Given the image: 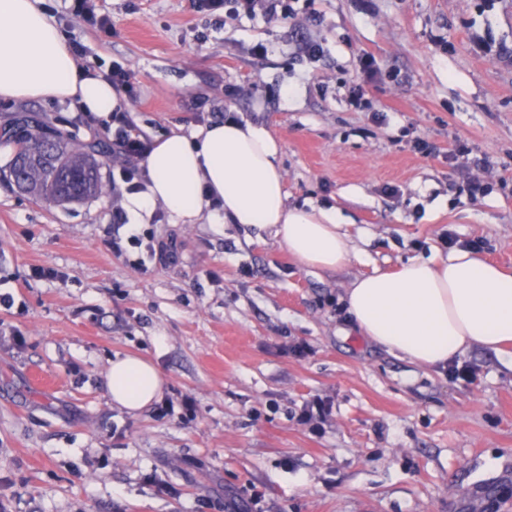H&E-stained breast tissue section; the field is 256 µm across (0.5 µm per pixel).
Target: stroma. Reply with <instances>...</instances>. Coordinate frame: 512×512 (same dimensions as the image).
I'll list each match as a JSON object with an SVG mask.
<instances>
[{"label": "stroma", "mask_w": 512, "mask_h": 512, "mask_svg": "<svg viewBox=\"0 0 512 512\" xmlns=\"http://www.w3.org/2000/svg\"><path fill=\"white\" fill-rule=\"evenodd\" d=\"M42 4L79 66L131 72L148 137L216 107L264 124L289 204L339 215L358 255L323 270L240 224L113 230L108 154L102 194L65 206L1 179L0 512H512V348H473L467 383L370 343L342 302L356 276L447 256L448 233L512 271V0H292L253 21L105 0L106 32ZM24 111L98 139L67 101L1 104L0 125ZM147 232L174 259L143 272L129 238ZM124 353L193 416L112 404ZM316 396L320 431L297 420Z\"/></svg>", "instance_id": "obj_1"}]
</instances>
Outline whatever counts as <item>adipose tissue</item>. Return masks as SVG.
Instances as JSON below:
<instances>
[{"label": "adipose tissue", "instance_id": "obj_1", "mask_svg": "<svg viewBox=\"0 0 512 512\" xmlns=\"http://www.w3.org/2000/svg\"><path fill=\"white\" fill-rule=\"evenodd\" d=\"M32 99L69 101L102 118L120 103L112 85L77 65L40 0H0V102ZM144 165L146 191L124 200L133 218L159 205L174 223L196 224L212 207L225 222L270 232L308 265L334 270L351 261L354 246L337 217L287 206L279 151L261 124L218 121L166 135ZM343 300L354 329L422 368L512 342V273L464 248L355 277ZM105 385L112 403L135 413L159 397L163 380L152 364L119 355Z\"/></svg>", "mask_w": 512, "mask_h": 512}]
</instances>
